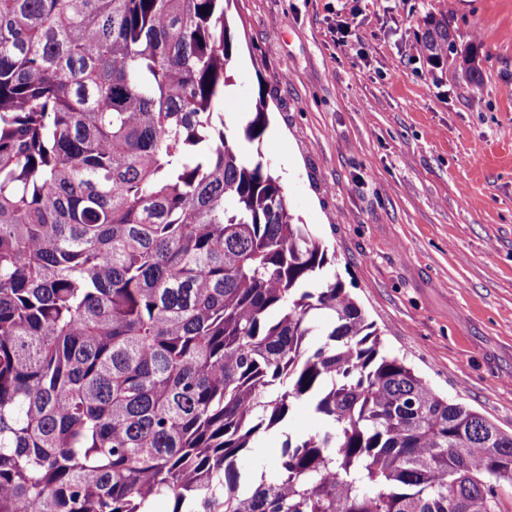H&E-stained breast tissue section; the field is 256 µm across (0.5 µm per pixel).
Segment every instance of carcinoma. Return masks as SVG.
Wrapping results in <instances>:
<instances>
[{"instance_id": "carcinoma-1", "label": "carcinoma", "mask_w": 512, "mask_h": 512, "mask_svg": "<svg viewBox=\"0 0 512 512\" xmlns=\"http://www.w3.org/2000/svg\"><path fill=\"white\" fill-rule=\"evenodd\" d=\"M232 56L224 0H0V512H502L512 433L382 351L240 151L264 106L225 132ZM316 425L317 420L311 406L305 401H297L281 431L293 435L306 434L312 431ZM284 436L281 433L271 435L261 439L253 451L245 457L242 462V468L247 473H256L259 468L265 467L266 463L280 451V446Z\"/></svg>"}]
</instances>
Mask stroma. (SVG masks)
I'll list each match as a JSON object with an SVG mask.
<instances>
[{
    "mask_svg": "<svg viewBox=\"0 0 512 512\" xmlns=\"http://www.w3.org/2000/svg\"><path fill=\"white\" fill-rule=\"evenodd\" d=\"M227 17V134L264 104L249 154L335 251L385 350L512 431V0H231ZM429 17L475 49L480 93L417 51ZM316 425L296 402L243 470Z\"/></svg>",
    "mask_w": 512,
    "mask_h": 512,
    "instance_id": "1",
    "label": "stroma"
}]
</instances>
